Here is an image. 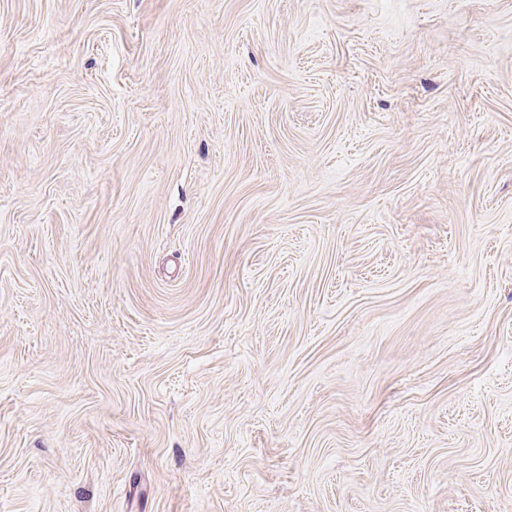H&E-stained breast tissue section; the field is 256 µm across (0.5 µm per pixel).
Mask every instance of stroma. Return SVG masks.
Returning a JSON list of instances; mask_svg holds the SVG:
<instances>
[{
  "label": "stroma",
  "mask_w": 512,
  "mask_h": 512,
  "mask_svg": "<svg viewBox=\"0 0 512 512\" xmlns=\"http://www.w3.org/2000/svg\"><path fill=\"white\" fill-rule=\"evenodd\" d=\"M0 512H512V0H0Z\"/></svg>",
  "instance_id": "35a3bbf8"
}]
</instances>
